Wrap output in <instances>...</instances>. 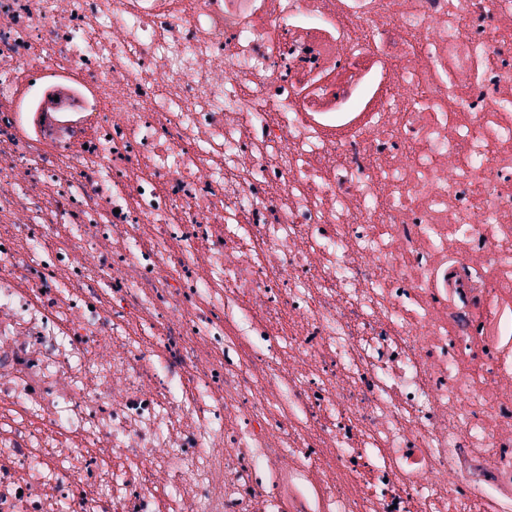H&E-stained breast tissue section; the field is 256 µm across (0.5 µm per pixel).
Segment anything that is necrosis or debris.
<instances>
[{
  "instance_id": "4bbe7bcc",
  "label": "necrosis or debris",
  "mask_w": 512,
  "mask_h": 512,
  "mask_svg": "<svg viewBox=\"0 0 512 512\" xmlns=\"http://www.w3.org/2000/svg\"><path fill=\"white\" fill-rule=\"evenodd\" d=\"M0 512H512V0H0Z\"/></svg>"
}]
</instances>
